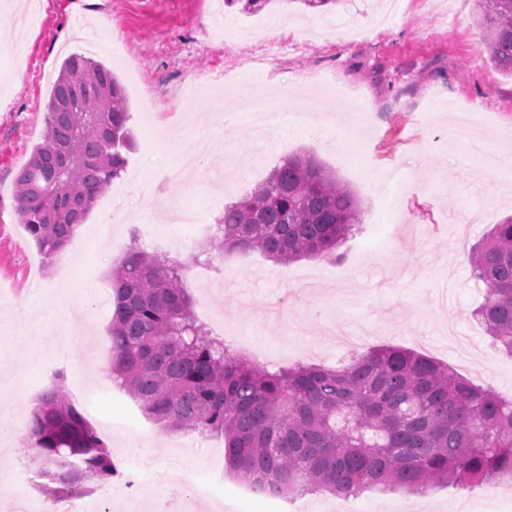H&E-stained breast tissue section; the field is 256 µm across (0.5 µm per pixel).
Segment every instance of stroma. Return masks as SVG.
<instances>
[{
  "instance_id": "1",
  "label": "stroma",
  "mask_w": 512,
  "mask_h": 512,
  "mask_svg": "<svg viewBox=\"0 0 512 512\" xmlns=\"http://www.w3.org/2000/svg\"><path fill=\"white\" fill-rule=\"evenodd\" d=\"M20 47L0 45V414L13 433L0 439V473L10 490L0 512H23L49 500L44 487L20 482L30 472L29 420L50 389L44 367L65 370L68 389L104 437L113 458L130 462L141 479L137 499L92 483L83 495L88 512H266L241 493L231 474L207 465L219 437L176 435L147 419L137 402L109 378L111 313L97 309L99 288L148 223L174 242V254L198 253L195 231L170 223L168 192L155 175L178 153L157 141L185 134V146L210 142L203 175L188 179L182 201L203 223H216L217 198L231 203L262 183L284 157L311 154L348 186L360 209V226L340 246L339 263L299 259L287 264L260 253L211 251L206 266H190L185 280L198 320L225 343L274 371L296 364L339 367L354 352L380 345L412 349L512 398V356L495 349L472 311L483 285L454 248L459 211H484L470 225L467 245L512 215V169L484 170L469 151L474 134L489 148L512 147V77L490 62L482 44L476 0H459L461 22L447 17L448 0H400V10L378 22L380 0H341L328 11L303 12L273 0L256 14L225 9L224 0H34ZM112 34L98 48L86 40L97 20ZM242 30L225 46L226 26ZM282 46L270 75L235 83L237 124L216 129L199 120L183 127L186 109L205 112L211 92L187 94L230 56L247 57ZM73 52L112 68L122 83L136 148L125 174L101 195L69 246L77 279L59 275V259L36 249L16 212L15 178L46 129L51 85ZM267 87L269 108L283 100L314 112L321 128L285 121L272 136L250 129L246 107L252 87ZM363 90L369 108L350 119L338 111V88ZM126 217L113 225L112 244L96 235L108 210ZM68 296L71 325L80 343L59 355L42 345L33 326L53 293ZM361 512H512V484L469 492L441 489L427 495L367 492Z\"/></svg>"
}]
</instances>
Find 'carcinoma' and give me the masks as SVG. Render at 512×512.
Instances as JSON below:
<instances>
[{
	"label": "carcinoma",
	"mask_w": 512,
	"mask_h": 512,
	"mask_svg": "<svg viewBox=\"0 0 512 512\" xmlns=\"http://www.w3.org/2000/svg\"><path fill=\"white\" fill-rule=\"evenodd\" d=\"M274 0H224L245 14ZM485 50L512 76V0H478ZM43 140L16 177L17 213L39 252L62 253L97 199L128 165L130 112L119 79L78 53L62 62L46 104ZM351 190L310 155L288 156L267 179L224 206L209 247L259 251L276 262L340 261L358 229ZM485 285L474 311L493 345L512 356V217L469 252ZM186 263L133 244L112 271V379L155 423L224 436L231 473L283 499L325 491L425 495L471 491L512 474V400L432 358L385 346L341 369L297 365L269 372L200 325ZM29 425L42 485L71 493L117 475L112 451L65 390L66 373Z\"/></svg>",
	"instance_id": "obj_1"
}]
</instances>
